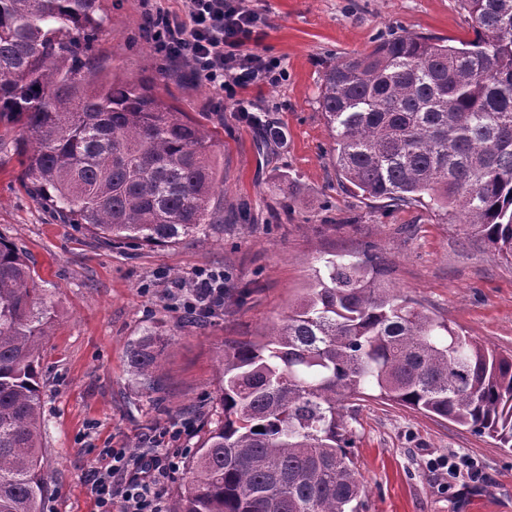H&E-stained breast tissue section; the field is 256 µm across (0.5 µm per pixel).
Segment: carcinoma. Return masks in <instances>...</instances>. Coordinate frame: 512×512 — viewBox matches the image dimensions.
I'll use <instances>...</instances> for the list:
<instances>
[{
	"instance_id": "obj_1",
	"label": "carcinoma",
	"mask_w": 512,
	"mask_h": 512,
	"mask_svg": "<svg viewBox=\"0 0 512 512\" xmlns=\"http://www.w3.org/2000/svg\"><path fill=\"white\" fill-rule=\"evenodd\" d=\"M104 0H0V122L21 183L114 245H173L217 225L205 126L86 56ZM475 39L380 38L327 65L319 107L350 190L393 207L459 203L464 234L512 263V0H460ZM382 257L324 260L261 341L225 345L215 418L173 512H362L344 402L379 400L512 450V355L463 336L376 279ZM53 306L0 236V512H44L40 353ZM169 339L128 343L131 384L164 391ZM263 431H258V428Z\"/></svg>"
}]
</instances>
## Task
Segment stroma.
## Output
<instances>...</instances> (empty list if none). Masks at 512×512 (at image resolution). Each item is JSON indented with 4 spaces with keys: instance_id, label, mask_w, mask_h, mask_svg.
Instances as JSON below:
<instances>
[{
    "instance_id": "obj_1",
    "label": "stroma",
    "mask_w": 512,
    "mask_h": 512,
    "mask_svg": "<svg viewBox=\"0 0 512 512\" xmlns=\"http://www.w3.org/2000/svg\"><path fill=\"white\" fill-rule=\"evenodd\" d=\"M266 20L262 52L283 79L251 88L285 138L260 145L232 92L216 94L187 64L155 53L144 0H104V23L89 55L104 79L152 80L161 98L210 132V155L224 174L214 201L223 222L173 246L115 247L79 224H63L21 186L14 124L0 125V236L13 242L50 299L56 325L42 351L43 428L52 512H96L88 489L105 452L136 454L152 429L196 419L181 441L188 456L216 405L225 342L257 340L303 297L313 272L334 254L375 247L381 280L501 353L512 354V263L463 235L458 206L393 208L354 196L332 163L333 141L319 103L332 58L369 51L391 35H428L449 45L473 39L459 0H252ZM201 268L223 271L224 310L192 321L167 291ZM163 327L170 343L159 373L164 399L137 392L126 348ZM352 453L366 486V512H512V452L466 428L375 400L350 404ZM475 458L479 480L460 475L447 489L431 460Z\"/></svg>"
}]
</instances>
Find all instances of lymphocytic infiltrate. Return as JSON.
<instances>
[{
  "label": "lymphocytic infiltrate",
  "instance_id": "obj_1",
  "mask_svg": "<svg viewBox=\"0 0 512 512\" xmlns=\"http://www.w3.org/2000/svg\"><path fill=\"white\" fill-rule=\"evenodd\" d=\"M146 16L156 53L187 63L193 77L215 92L273 85L281 77L256 48L260 16L245 0H182L177 13L152 0ZM176 297L187 314L223 307V272L195 273L179 284ZM192 430V418L185 417L150 437L140 454L111 449L108 464L94 469L89 482L97 512H167L164 486L179 467L170 445Z\"/></svg>",
  "mask_w": 512,
  "mask_h": 512
}]
</instances>
